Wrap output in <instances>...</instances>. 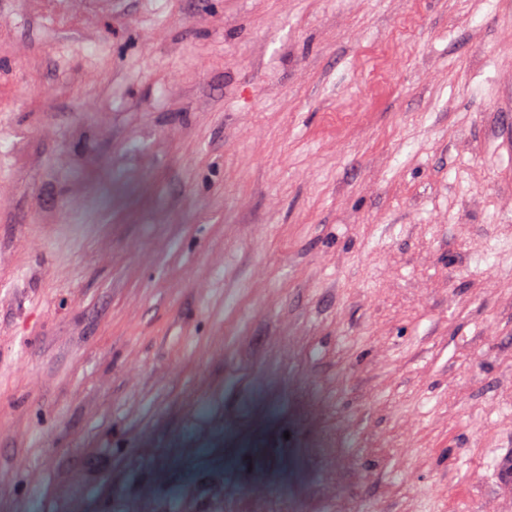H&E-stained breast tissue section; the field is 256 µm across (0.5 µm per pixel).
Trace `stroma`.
<instances>
[{"mask_svg":"<svg viewBox=\"0 0 512 512\" xmlns=\"http://www.w3.org/2000/svg\"><path fill=\"white\" fill-rule=\"evenodd\" d=\"M509 385L512 0H0V512H512Z\"/></svg>","mask_w":512,"mask_h":512,"instance_id":"obj_1","label":"stroma"}]
</instances>
